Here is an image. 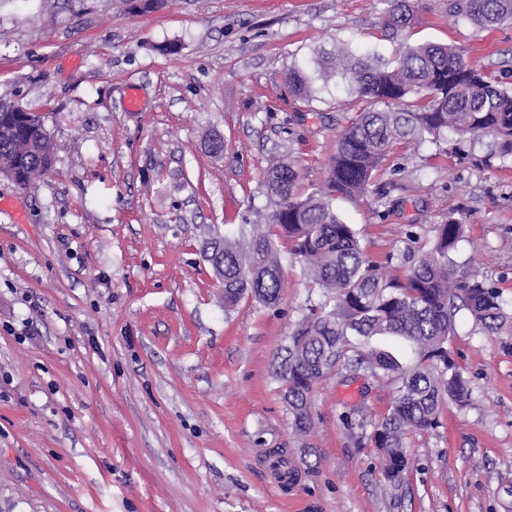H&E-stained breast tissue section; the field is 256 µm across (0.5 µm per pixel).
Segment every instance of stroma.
<instances>
[{"label": "stroma", "mask_w": 512, "mask_h": 512, "mask_svg": "<svg viewBox=\"0 0 512 512\" xmlns=\"http://www.w3.org/2000/svg\"><path fill=\"white\" fill-rule=\"evenodd\" d=\"M413 3L392 35L383 0H167L146 13L0 0V102L39 113L58 146L30 187L0 177L12 204L0 209V512H512V336L459 316L451 350L470 402L407 436L393 488L368 431L345 419L387 414V380L329 373L304 437L281 399L278 358L322 289L286 256L277 305L246 296L228 310L203 257L211 237L268 230L270 152L298 161L309 193L363 109L336 80L294 100L286 74L313 49L348 40L391 61L448 45L512 86V24L479 30L448 0ZM214 133L223 155L204 146ZM334 206L389 276L418 248L408 225L456 217L454 263L512 303V158L490 138L397 145L366 194ZM272 451L296 464L293 485L273 480Z\"/></svg>", "instance_id": "stroma-1"}]
</instances>
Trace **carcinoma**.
<instances>
[{
    "label": "carcinoma",
    "instance_id": "cac0c4a2",
    "mask_svg": "<svg viewBox=\"0 0 512 512\" xmlns=\"http://www.w3.org/2000/svg\"><path fill=\"white\" fill-rule=\"evenodd\" d=\"M384 2L385 30L397 34L408 27L413 15L405 0ZM448 17L495 27L512 22V0H448ZM337 76L348 94L373 107L358 113L337 137L323 184L298 193L297 161L270 156L263 179L273 229L238 240L213 238L204 259L224 283V307L246 295L274 306L283 285L280 247H288L328 297L308 307L274 373L295 432L305 436L313 429V389L333 369L390 380L395 398L388 413L372 423L371 440L387 485L397 487L409 467L407 435L436 428L443 406H464L470 399V382L450 350L457 314L466 311L487 336H512V306L496 286L450 261L464 232L455 217L433 228L430 248L412 256L407 273L389 277L365 256L358 233L338 216L333 200L365 193L396 145L435 139L448 130L462 138L488 135L500 155L512 156V88L448 46L407 47L396 61L385 62L356 55L342 43L333 52L315 51L309 71L289 67L288 89L309 103L316 81ZM26 112L0 103V161L15 169L23 187L46 176L55 161L42 120H30ZM374 336L403 339L417 364L407 369L391 353L367 347Z\"/></svg>",
    "mask_w": 512,
    "mask_h": 512
}]
</instances>
